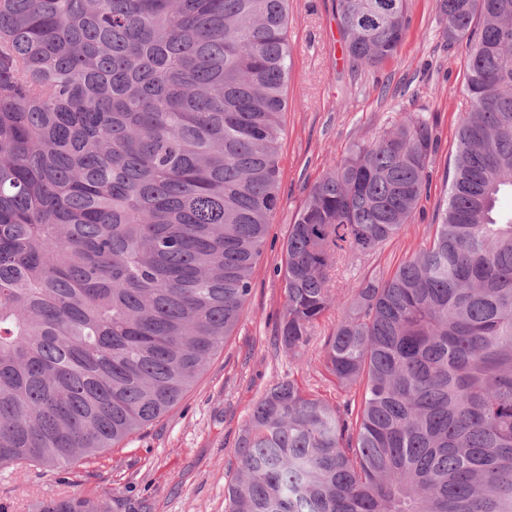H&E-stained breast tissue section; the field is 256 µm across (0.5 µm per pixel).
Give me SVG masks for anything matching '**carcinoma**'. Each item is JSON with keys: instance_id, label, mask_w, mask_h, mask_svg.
I'll return each mask as SVG.
<instances>
[{"instance_id": "cac0c4a2", "label": "carcinoma", "mask_w": 512, "mask_h": 512, "mask_svg": "<svg viewBox=\"0 0 512 512\" xmlns=\"http://www.w3.org/2000/svg\"><path fill=\"white\" fill-rule=\"evenodd\" d=\"M469 107L429 245L322 348L357 413L273 381L226 512H512V0H437ZM380 66L407 0H336ZM288 0H0V466L67 472L172 410L240 322L280 205ZM434 152L406 113L312 186L282 245L297 351L344 253L399 235ZM40 512H110L68 497Z\"/></svg>"}]
</instances>
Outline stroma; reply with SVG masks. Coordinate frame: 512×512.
I'll return each instance as SVG.
<instances>
[{
  "mask_svg": "<svg viewBox=\"0 0 512 512\" xmlns=\"http://www.w3.org/2000/svg\"><path fill=\"white\" fill-rule=\"evenodd\" d=\"M288 13L281 203L236 332L173 410L120 447L72 468L66 479L37 467L22 477L0 467V512H36L42 501L75 493L107 501L111 512H225L224 488L237 467L239 436L271 381L289 376L331 402L350 398V391L328 381L320 363L337 310L326 312L301 354L277 338L285 303L282 244L312 185L344 159L349 146L377 136L401 113L421 112L433 123L436 148L419 209L399 236L342 263L339 302L348 300V284L391 273L426 245L448 196L468 104L466 54L464 46L444 38L435 0H409L407 37L396 57L379 67L350 63L336 0H289Z\"/></svg>",
  "mask_w": 512,
  "mask_h": 512,
  "instance_id": "1",
  "label": "stroma"
}]
</instances>
